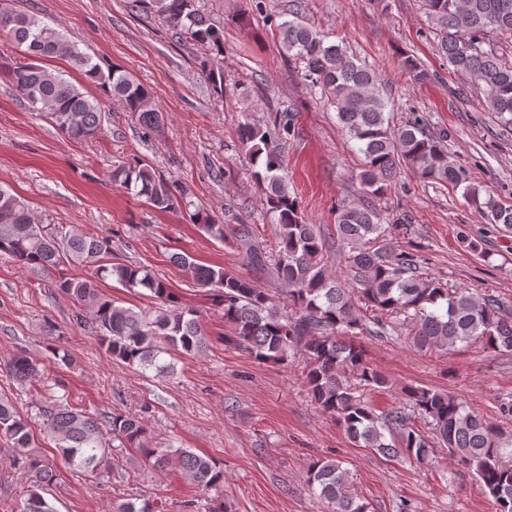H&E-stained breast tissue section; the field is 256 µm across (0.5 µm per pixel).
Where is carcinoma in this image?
<instances>
[{
  "mask_svg": "<svg viewBox=\"0 0 512 512\" xmlns=\"http://www.w3.org/2000/svg\"><path fill=\"white\" fill-rule=\"evenodd\" d=\"M175 36L185 35L208 48L201 70L214 91L224 94L220 56L224 35L206 17L201 0H140ZM424 9L441 34V50L448 68L478 86L489 109L512 127V63L503 60L490 37L512 38V0H423ZM0 34L26 47L29 62L12 67L17 90L34 106L51 115L57 128L73 140L102 132V102L83 92L64 74L47 69L41 60L63 54L73 69L108 98H118L126 111L145 128L157 132L161 110L151 92L126 70L103 69L71 42L64 31L34 14L0 7ZM280 43L298 65L304 80L336 112L342 130L363 156L358 173L363 200L336 211V235L344 251L349 282L328 268L326 240L320 228L308 222L297 198L288 191L282 147L270 126L245 117L237 136L252 161V176L265 189L264 205L277 226L278 250L267 252L255 244L244 258L267 267L287 286L291 311L254 281L221 266L198 264L186 253L170 261L189 272L195 284L207 289L224 311L230 334L224 343L247 350L255 360L283 362L294 352L305 358V380L311 400L343 427L360 448L379 454L426 458L432 451L428 437L411 424L419 416L431 426L433 437L448 448L449 456L471 473L499 507L512 512V430L470 410L458 397L421 386L403 390L406 405L377 411L372 392L388 388V380L372 367L360 335L395 334L415 349L452 351L458 345L480 344L493 351L512 352V311L493 295L476 297L465 288H450L422 273L424 259L391 245L396 231L408 225L405 217L383 216L375 200L387 195L400 166L427 183L463 188V196L485 212L493 224L512 228V207L491 196H481L467 175L449 160L447 133L425 131L418 120L392 125L389 102L380 93L376 70L343 43L298 21L279 24ZM401 67L418 82L429 73L412 55ZM112 180L154 208L167 211L183 204L177 186L149 162L133 158L113 165ZM211 237L238 242L249 238L240 224L224 233V225L204 210L188 213ZM0 256L21 268L55 270L56 288L91 307V329L113 361L164 375L171 363L161 357L177 350L199 355L208 346L199 310L182 305L169 284L144 267L112 262L110 241L89 236L73 226L67 231L36 222L28 201L0 186ZM91 268L79 276L72 268ZM111 277L125 288H142L159 300L155 309L136 311L101 295L96 279ZM377 312L367 321L359 305ZM6 373L20 385L41 381L39 363L15 355L4 362ZM64 384L53 380L45 393L35 394V416L22 415L0 396V440L17 453L29 485L19 512H56L43 491L55 477L49 462L35 450L32 423L39 420L56 450L70 468L95 473L109 467V444L104 430L130 448L141 451L152 467L179 468L183 478L206 489L223 482L224 471L214 461L187 448H153L147 428L137 416L89 413L70 401V393L55 395ZM307 484L331 512H369V506L351 489L342 461L321 458L309 464Z\"/></svg>",
  "mask_w": 512,
  "mask_h": 512,
  "instance_id": "carcinoma-1",
  "label": "carcinoma"
}]
</instances>
